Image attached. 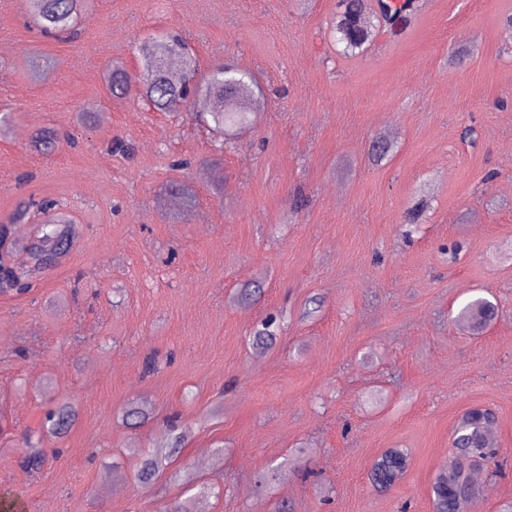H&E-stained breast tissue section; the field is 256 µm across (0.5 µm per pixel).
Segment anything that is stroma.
<instances>
[{"mask_svg":"<svg viewBox=\"0 0 512 512\" xmlns=\"http://www.w3.org/2000/svg\"><path fill=\"white\" fill-rule=\"evenodd\" d=\"M335 11L83 0L66 41L0 0V224L51 197L81 229L30 291L0 292L12 512H433L430 484L476 406L493 411L499 450L473 472L477 512L512 503V0H422L401 35L351 59L330 43ZM165 31L200 71L231 60L259 78L264 107L231 146L196 113L109 95L112 61L137 72ZM382 132L395 149L377 162ZM475 296L498 306L478 336L456 320ZM132 400L150 410L136 427L121 417ZM62 401L78 416L44 434L29 472L23 433ZM176 425L190 428L183 447L139 485L134 449ZM388 448L412 464L378 491L367 473Z\"/></svg>","mask_w":512,"mask_h":512,"instance_id":"1","label":"stroma"}]
</instances>
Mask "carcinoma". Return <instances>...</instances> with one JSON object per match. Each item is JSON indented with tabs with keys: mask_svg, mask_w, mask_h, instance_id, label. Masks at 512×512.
Listing matches in <instances>:
<instances>
[{
	"mask_svg": "<svg viewBox=\"0 0 512 512\" xmlns=\"http://www.w3.org/2000/svg\"><path fill=\"white\" fill-rule=\"evenodd\" d=\"M25 9L36 26L47 36L74 35L81 15L82 0H23ZM420 0H404L391 4L389 0H338L332 31L340 53L357 56L384 34L390 38L398 32L396 24L408 21L420 10ZM111 96L126 98L138 89L140 98L162 112L176 111V105L191 111L197 101L205 98L218 101L222 108L202 112L226 134L241 128L257 111L262 93L254 76L247 70L226 62L200 76L192 49L178 34L159 36L151 50L141 58L137 73H130L116 63L106 77ZM75 226L62 211L59 220L42 226L31 244L25 262H17L13 254L0 253V292L28 287L38 274L47 269V255L55 253L58 243L73 239ZM496 306L478 297L467 302L459 321L473 332H481L494 320ZM75 417V410L63 403L46 414L44 422L30 431L28 442L16 449L24 467L40 470L45 449L40 447L43 431L61 433ZM491 416L481 407L465 411L457 420L452 434V456L431 485L435 512H474L483 497V487L472 478L475 466L488 464L497 457V448L489 437ZM185 435L170 438L166 449H157L144 456L138 479L147 483L156 478L170 458L171 450L179 448ZM411 462L404 448H389L373 463L369 480L384 487L396 485Z\"/></svg>",
	"mask_w": 512,
	"mask_h": 512,
	"instance_id": "1",
	"label": "carcinoma"
}]
</instances>
